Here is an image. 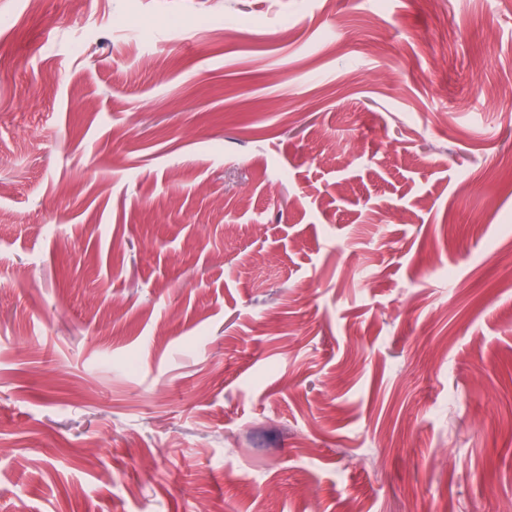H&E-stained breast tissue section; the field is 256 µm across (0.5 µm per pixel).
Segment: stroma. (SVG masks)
<instances>
[{"instance_id":"35a3bbf8","label":"stroma","mask_w":512,"mask_h":512,"mask_svg":"<svg viewBox=\"0 0 512 512\" xmlns=\"http://www.w3.org/2000/svg\"><path fill=\"white\" fill-rule=\"evenodd\" d=\"M512 506V0H0V512Z\"/></svg>"}]
</instances>
